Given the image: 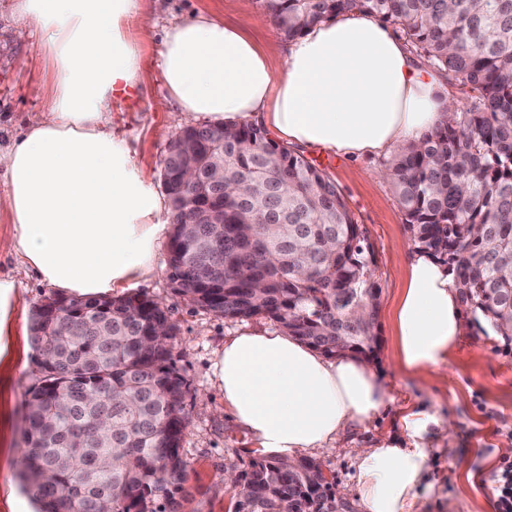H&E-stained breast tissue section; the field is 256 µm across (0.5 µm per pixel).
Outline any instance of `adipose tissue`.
<instances>
[{"mask_svg":"<svg viewBox=\"0 0 512 512\" xmlns=\"http://www.w3.org/2000/svg\"><path fill=\"white\" fill-rule=\"evenodd\" d=\"M142 8L143 0H14L19 35H41L53 89L41 118L0 151V209L16 228L15 253L65 296L107 294L154 268L163 200L109 114L115 93L151 77L128 34ZM160 68L191 118L228 129L256 120L288 143L348 157L420 142L456 108L443 74L418 67L384 23L358 11L313 25L278 69L241 27L200 15L166 31ZM392 322L403 374L449 362L466 326L460 285L444 264L410 254ZM212 375L258 447L291 462L331 450L393 389L357 359L328 361L276 331L225 339ZM433 420L408 411L407 447L385 437L359 450L353 493L363 512H414L427 491L423 437Z\"/></svg>","mask_w":512,"mask_h":512,"instance_id":"obj_1","label":"adipose tissue"}]
</instances>
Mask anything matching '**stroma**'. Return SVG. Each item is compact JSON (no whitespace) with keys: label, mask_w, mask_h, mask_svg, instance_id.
Wrapping results in <instances>:
<instances>
[{"label":"stroma","mask_w":512,"mask_h":512,"mask_svg":"<svg viewBox=\"0 0 512 512\" xmlns=\"http://www.w3.org/2000/svg\"><path fill=\"white\" fill-rule=\"evenodd\" d=\"M207 14L241 26L262 48L273 66H280L285 39L256 0H144L140 18L129 26L150 81L128 97L112 100V130L125 138L134 163L145 171L155 189H162L161 171L170 142L190 125L158 72L162 39L176 22ZM9 0H0V149L45 110L52 84V66L41 49L39 35L18 37ZM335 181L373 247L374 279L380 286L377 356L368 368L395 383L387 408L364 426L348 431L327 454L314 459L335 482L334 491L352 490L356 451L374 447L380 436L404 441L403 416L408 410L435 414L425 436L431 448L429 482L432 493L422 495L416 512H494L493 475L503 455H512V341L495 336L488 324L463 310L466 335L449 365L410 378L400 374L390 313L406 278L409 239L405 218L384 174L382 159L345 158L305 150ZM14 226L0 211V278L18 283L5 336L0 337V512H35L22 491L14 464L23 443V403L35 382L30 341L32 311L53 296L37 276L23 268L12 249ZM169 250L161 248L152 273L137 280L131 292L162 302L179 327L174 360L188 382L185 410L189 424L181 452L189 464L192 497L188 512H234L238 490L226 483L231 472L247 469L260 452L224 408V398L212 385L211 366L226 338L244 329L272 330L276 324L258 315L230 319L191 306L177 295L168 278ZM452 422L449 432L440 425ZM468 461V474L458 464Z\"/></svg>","instance_id":"1"}]
</instances>
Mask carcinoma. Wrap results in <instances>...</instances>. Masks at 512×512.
<instances>
[{
  "label": "carcinoma",
  "instance_id": "cac0c4a2",
  "mask_svg": "<svg viewBox=\"0 0 512 512\" xmlns=\"http://www.w3.org/2000/svg\"><path fill=\"white\" fill-rule=\"evenodd\" d=\"M286 40L363 11L399 28L465 108L385 162L415 249L448 266L461 303L512 339V0H256ZM194 150L203 178L183 180ZM162 174L172 209L169 279L191 304L264 315L327 356L373 357L379 286L371 244L325 170L253 122L187 126ZM224 223L187 224L216 208ZM161 302L58 295L35 307L36 382L23 414L21 489L37 512H184L187 382ZM275 456L242 472L236 512H324L321 465Z\"/></svg>",
  "mask_w": 512,
  "mask_h": 512
}]
</instances>
